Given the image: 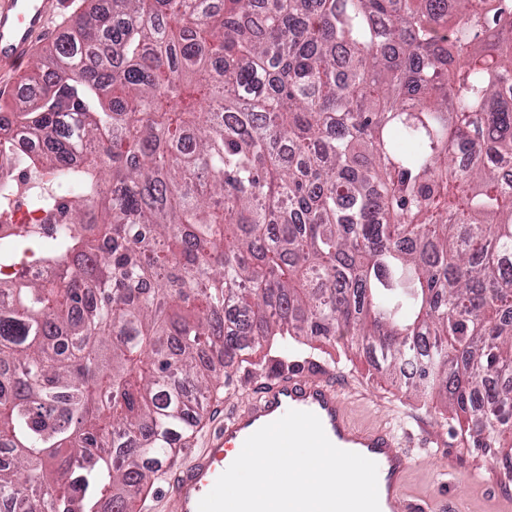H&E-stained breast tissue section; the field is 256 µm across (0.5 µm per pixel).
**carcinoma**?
<instances>
[{"mask_svg": "<svg viewBox=\"0 0 512 512\" xmlns=\"http://www.w3.org/2000/svg\"><path fill=\"white\" fill-rule=\"evenodd\" d=\"M512 0H94L0 113L67 221L0 280V500L129 512L210 358L345 336L512 481ZM43 145L14 156L11 131ZM152 288L141 294L140 286Z\"/></svg>", "mask_w": 512, "mask_h": 512, "instance_id": "carcinoma-1", "label": "carcinoma"}]
</instances>
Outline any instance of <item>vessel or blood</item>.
<instances>
[{
	"instance_id": "b4317fda",
	"label": "vessel or blood",
	"mask_w": 512,
	"mask_h": 512,
	"mask_svg": "<svg viewBox=\"0 0 512 512\" xmlns=\"http://www.w3.org/2000/svg\"><path fill=\"white\" fill-rule=\"evenodd\" d=\"M54 5L55 0H0L1 67L8 69L22 63L34 40L48 35ZM291 409L316 414L335 446L375 461L380 512H401L405 476L414 465L412 456L388 429L354 427L344 395L319 364L311 365L303 375L273 379L247 406L225 414L206 448L193 454L189 463L175 469L168 479L166 493L174 512H198L200 499L236 459L244 441Z\"/></svg>"
}]
</instances>
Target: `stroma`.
<instances>
[{
  "instance_id": "1",
  "label": "stroma",
  "mask_w": 512,
  "mask_h": 512,
  "mask_svg": "<svg viewBox=\"0 0 512 512\" xmlns=\"http://www.w3.org/2000/svg\"><path fill=\"white\" fill-rule=\"evenodd\" d=\"M310 355L334 370L358 427L383 425L404 441L416 460L408 477L406 503L430 505L436 512H454L459 506L465 512H504L512 503V484H505L490 456L462 434L465 416L448 410L440 399L426 401L406 393L402 379L387 374L365 350L327 344L312 349ZM217 372L219 388L177 463H184L190 451L206 447L218 412L245 405L260 384L276 374L262 351L246 361L218 367Z\"/></svg>"
}]
</instances>
